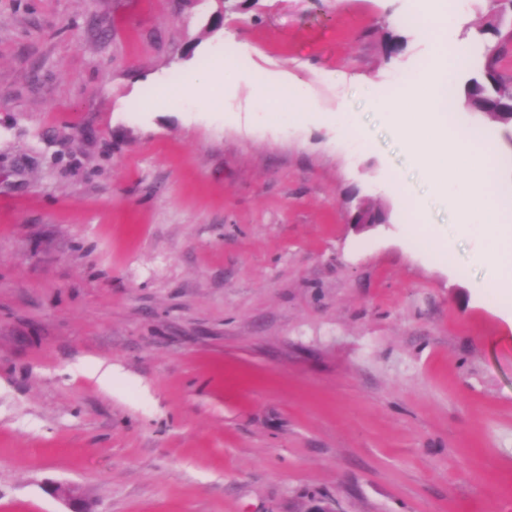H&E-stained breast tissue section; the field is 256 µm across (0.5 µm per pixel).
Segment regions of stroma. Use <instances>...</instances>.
<instances>
[{
	"instance_id": "stroma-1",
	"label": "stroma",
	"mask_w": 512,
	"mask_h": 512,
	"mask_svg": "<svg viewBox=\"0 0 512 512\" xmlns=\"http://www.w3.org/2000/svg\"><path fill=\"white\" fill-rule=\"evenodd\" d=\"M433 6L0 0V512H65L56 485L94 512H512V303L375 106L426 64L405 19ZM498 9L453 16L474 69ZM218 54L220 107L143 108ZM437 119L490 133L512 198L502 127ZM98 360L111 388L77 369Z\"/></svg>"
}]
</instances>
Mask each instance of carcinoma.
Here are the masks:
<instances>
[{"label":"carcinoma","instance_id":"cac0c4a2","mask_svg":"<svg viewBox=\"0 0 512 512\" xmlns=\"http://www.w3.org/2000/svg\"><path fill=\"white\" fill-rule=\"evenodd\" d=\"M481 73L468 80L463 91L466 108L503 126H512V84L504 82L498 68L486 56Z\"/></svg>","mask_w":512,"mask_h":512}]
</instances>
